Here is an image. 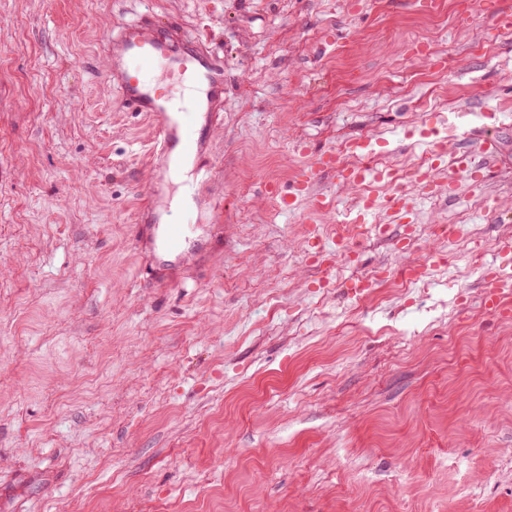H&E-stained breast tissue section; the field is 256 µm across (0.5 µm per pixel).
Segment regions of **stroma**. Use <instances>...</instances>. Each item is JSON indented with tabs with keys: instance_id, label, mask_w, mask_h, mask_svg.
<instances>
[{
	"instance_id": "obj_1",
	"label": "stroma",
	"mask_w": 512,
	"mask_h": 512,
	"mask_svg": "<svg viewBox=\"0 0 512 512\" xmlns=\"http://www.w3.org/2000/svg\"><path fill=\"white\" fill-rule=\"evenodd\" d=\"M440 51L408 0H0V512H512V319L481 305L512 268V35L440 0ZM179 24L224 63L216 136L183 212L151 184L153 131L103 78L105 35ZM488 53H465L472 37ZM469 148L498 115L502 162L418 208L468 242L405 229L340 266L309 260L310 216L275 208L299 166L432 111ZM191 225L165 261L134 227ZM425 293L359 302L352 282L425 264Z\"/></svg>"
}]
</instances>
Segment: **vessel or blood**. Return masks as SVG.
Here are the masks:
<instances>
[{"label":"vessel or blood","instance_id":"obj_1","mask_svg":"<svg viewBox=\"0 0 512 512\" xmlns=\"http://www.w3.org/2000/svg\"><path fill=\"white\" fill-rule=\"evenodd\" d=\"M106 76L119 91L125 107L145 113L153 128V154L158 169L167 168L173 152L200 155L212 137L208 123L215 115L218 103L224 98V64L213 55L205 53L196 39L182 38L180 44H172L159 36L156 29L141 21H133L116 36L106 40ZM192 82L206 89L204 98L195 100L190 108H182L173 102L174 86ZM479 150L485 162L472 164L469 153H460L454 167L437 169L435 174L422 183V190L435 193L441 182L456 186L459 178L473 183H483L488 175L486 161L499 155L497 140L492 131H485L479 140ZM336 174L339 187L360 188L388 180L387 172L364 169H341L336 165L335 152H326L304 166L296 177L295 189L280 192L270 186L269 192L277 197L282 210H294L304 205L310 213H330L335 209L336 197L315 192L314 185L321 173ZM413 209L411 197L395 194L386 199L366 197L363 215L384 212L395 220H403ZM139 236L148 235L158 240L164 257L179 258L186 241L185 229L180 224L156 225L151 207H144L135 227ZM512 275L503 268H496L487 275L488 287L483 294L486 308L507 317L512 307L504 304L496 288L497 282L508 280Z\"/></svg>","mask_w":512,"mask_h":512}]
</instances>
